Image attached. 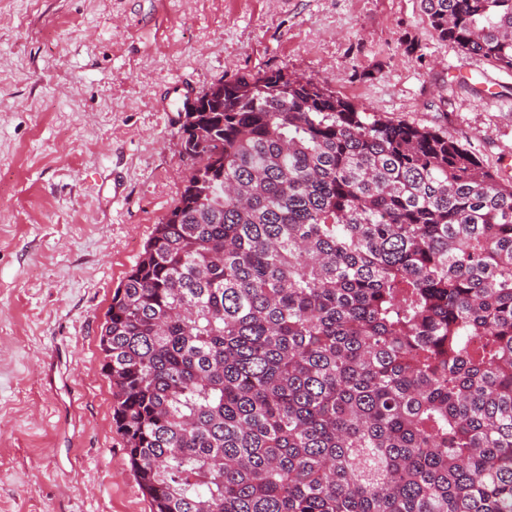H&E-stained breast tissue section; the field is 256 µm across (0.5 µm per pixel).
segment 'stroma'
Listing matches in <instances>:
<instances>
[{
  "label": "stroma",
  "instance_id": "obj_1",
  "mask_svg": "<svg viewBox=\"0 0 512 512\" xmlns=\"http://www.w3.org/2000/svg\"><path fill=\"white\" fill-rule=\"evenodd\" d=\"M269 70L446 129L512 182V72L420 0H0V512H152L101 328L188 175L166 87Z\"/></svg>",
  "mask_w": 512,
  "mask_h": 512
}]
</instances>
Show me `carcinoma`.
Listing matches in <instances>:
<instances>
[{"label":"carcinoma","instance_id":"carcinoma-1","mask_svg":"<svg viewBox=\"0 0 512 512\" xmlns=\"http://www.w3.org/2000/svg\"><path fill=\"white\" fill-rule=\"evenodd\" d=\"M421 4L512 71V0ZM220 84L100 336L154 512H512V184L312 80Z\"/></svg>","mask_w":512,"mask_h":512}]
</instances>
